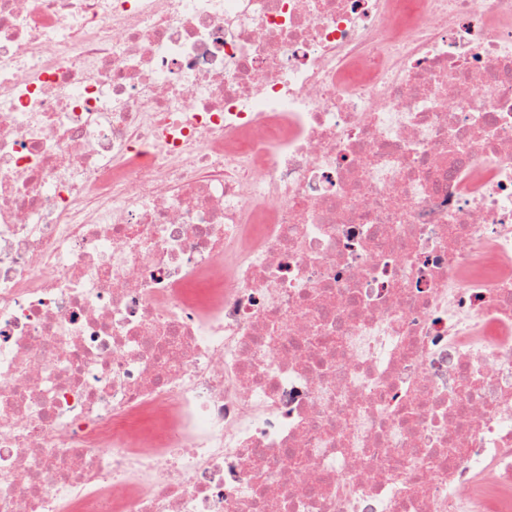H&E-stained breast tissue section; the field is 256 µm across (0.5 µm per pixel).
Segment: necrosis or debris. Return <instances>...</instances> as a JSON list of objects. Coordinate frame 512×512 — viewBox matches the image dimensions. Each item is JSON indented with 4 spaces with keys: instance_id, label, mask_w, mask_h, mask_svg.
<instances>
[{
    "instance_id": "1",
    "label": "necrosis or debris",
    "mask_w": 512,
    "mask_h": 512,
    "mask_svg": "<svg viewBox=\"0 0 512 512\" xmlns=\"http://www.w3.org/2000/svg\"><path fill=\"white\" fill-rule=\"evenodd\" d=\"M0 512H512V0H0Z\"/></svg>"
}]
</instances>
